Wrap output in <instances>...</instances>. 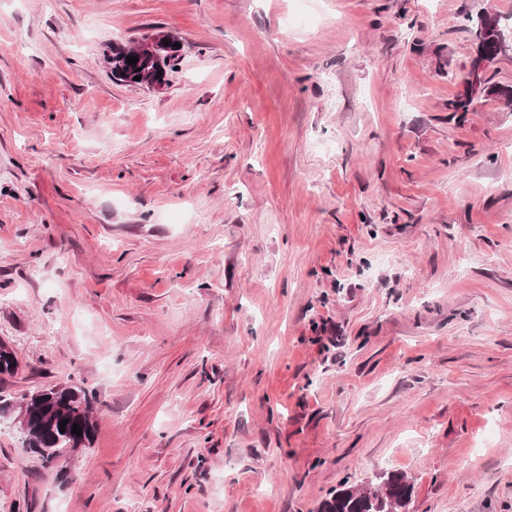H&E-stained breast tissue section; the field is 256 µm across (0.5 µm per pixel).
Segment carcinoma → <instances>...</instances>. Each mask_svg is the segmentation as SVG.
<instances>
[{
    "label": "carcinoma",
    "mask_w": 512,
    "mask_h": 512,
    "mask_svg": "<svg viewBox=\"0 0 512 512\" xmlns=\"http://www.w3.org/2000/svg\"><path fill=\"white\" fill-rule=\"evenodd\" d=\"M477 43V51L491 59L494 57L498 33L484 24V15L465 17ZM133 55L131 47L116 44L106 54L111 63V75L125 84H143L134 77L140 72L154 75L158 83L167 82L166 76L175 68L178 59L165 54H154L138 58L136 64H128L127 57ZM487 70L469 71L463 81L466 90L448 102L456 112H467L473 103V92L484 86ZM94 397L76 386H57L28 398L27 430L23 437L24 447L37 454L47 466H55L62 450L87 448L95 433ZM66 422L65 432H60L59 423ZM81 427V435L71 433L73 425ZM413 484L399 472L380 476L378 486L370 487L341 484L322 501L320 512H408L412 499Z\"/></svg>",
    "instance_id": "carcinoma-1"
}]
</instances>
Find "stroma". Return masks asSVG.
<instances>
[{
  "label": "stroma",
  "mask_w": 512,
  "mask_h": 512,
  "mask_svg": "<svg viewBox=\"0 0 512 512\" xmlns=\"http://www.w3.org/2000/svg\"><path fill=\"white\" fill-rule=\"evenodd\" d=\"M512 0H0V376L95 396L0 512H512ZM159 90L103 52L154 30ZM488 15L489 13H477L475 18L472 15H467L464 18L467 25L471 27V32L474 33L476 38L475 42L477 43V51L484 57H487L491 64L481 71L468 70L464 75L463 81L466 86L465 92L458 94L453 100L448 102V108L451 107L454 112H469L470 106L474 100L473 92L480 89L482 86H485L488 82L486 73L496 61L492 60V58L494 57L498 42L500 54L502 52H512V29L502 31L498 40L497 31L492 27H486L484 24V17ZM128 56H136L138 58L136 65H128L126 62ZM106 57L109 58L111 63V75L114 79L125 84L147 85L149 87H152V85L143 82L146 78L136 81L134 77L140 76L142 72H149L157 83H167L168 79H166V76L169 75L179 61V59L165 54L140 57L132 52L131 46L122 44L112 45ZM138 68H141V71H138ZM158 71H161L160 77H157ZM122 73H125V76H122ZM378 486L342 483L322 501L320 512H408L413 484L399 472L386 473Z\"/></svg>",
  "instance_id": "obj_1"
}]
</instances>
